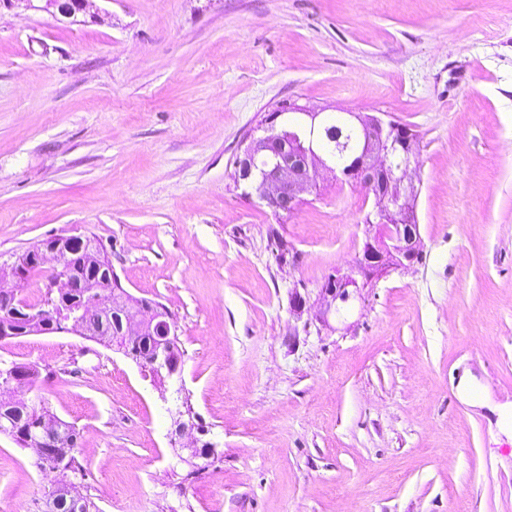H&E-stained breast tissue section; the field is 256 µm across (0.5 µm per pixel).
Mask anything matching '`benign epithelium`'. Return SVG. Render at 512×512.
<instances>
[{
	"instance_id": "7a95c632",
	"label": "benign epithelium",
	"mask_w": 512,
	"mask_h": 512,
	"mask_svg": "<svg viewBox=\"0 0 512 512\" xmlns=\"http://www.w3.org/2000/svg\"><path fill=\"white\" fill-rule=\"evenodd\" d=\"M97 0H3L8 7L42 11L54 18L76 19L87 15L99 19ZM350 122L360 129L363 143L360 149L349 154L343 166L323 152L318 144L324 118L321 113L295 104L270 113L266 118L265 135L252 139L234 162L235 182L244 187V194L254 195L276 214H291L302 203L301 194L308 191L321 172L340 173L346 181L359 184L374 196V220L367 223L370 234L366 236L362 257L350 271H336L326 279L321 288L322 314H328L336 303H346L354 298L360 288L358 279L366 281L389 267H403L419 256V229L415 215L417 187L409 176L411 158L415 157L416 134L395 120H385L376 115L349 113ZM394 245H389V242ZM34 261L43 265L49 259L61 264L53 279L48 281L47 301L39 308L30 309L26 316L27 327L21 333L39 334L47 318L54 319V331L74 330L91 338L100 332L89 326L83 316L93 312L112 315V332L117 336L134 338L144 334L155 337L152 353L145 357L133 344L121 345L118 351L141 369L146 377L181 379V361L178 326L168 309L158 303L145 305L128 291L111 290L112 268L96 266V260L105 250L98 240L81 235L55 236L45 239L31 249ZM83 255V263L95 267L89 278L81 279L74 269L64 266L70 255ZM29 277L27 261L17 256L12 262L0 263V281L24 285ZM85 286L82 300L72 306L58 303V294L74 287ZM0 388L7 391L4 400L24 406L27 401L16 397L23 389L14 366L0 370ZM208 428L192 411L178 412L171 432V442L185 437L190 439L189 451L199 457V448L206 450V457L215 455L217 445L206 439ZM24 446L36 449L46 457V468L58 471L67 455L50 454L47 448H73L78 436L61 421L44 419L29 424L20 434ZM68 512H82L80 501L56 490L49 503L48 512H61L64 504Z\"/></svg>"
}]
</instances>
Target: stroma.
Wrapping results in <instances>:
<instances>
[{
  "label": "stroma",
  "instance_id": "1",
  "mask_svg": "<svg viewBox=\"0 0 512 512\" xmlns=\"http://www.w3.org/2000/svg\"><path fill=\"white\" fill-rule=\"evenodd\" d=\"M99 8L0 7V260L95 238L184 352L160 382L74 331L0 340L78 429L94 512H512V0ZM284 102L419 139L420 260L324 323L374 198L330 173L289 216L242 196L234 161ZM184 402L216 456L171 445ZM36 461L0 435V512H47L67 476Z\"/></svg>",
  "mask_w": 512,
  "mask_h": 512
}]
</instances>
